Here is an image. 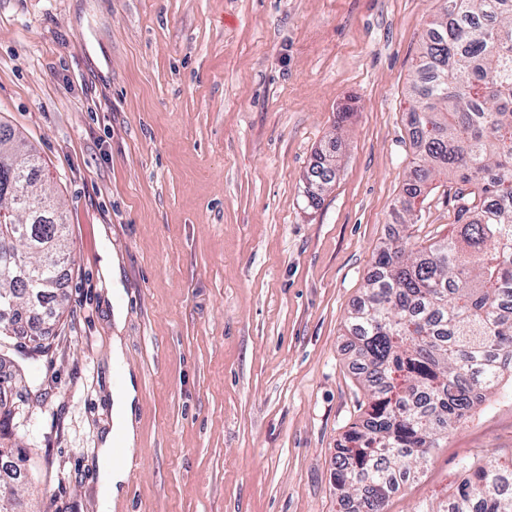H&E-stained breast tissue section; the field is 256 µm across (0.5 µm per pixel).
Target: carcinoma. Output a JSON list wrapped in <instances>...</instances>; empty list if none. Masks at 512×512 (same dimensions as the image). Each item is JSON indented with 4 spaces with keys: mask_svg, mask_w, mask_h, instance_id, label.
I'll list each match as a JSON object with an SVG mask.
<instances>
[{
    "mask_svg": "<svg viewBox=\"0 0 512 512\" xmlns=\"http://www.w3.org/2000/svg\"><path fill=\"white\" fill-rule=\"evenodd\" d=\"M412 87L411 126L419 152L401 211L411 214L420 185L450 176L463 187L457 230L421 247L404 243L377 253L376 273L351 318L361 380L369 402L363 419L336 446V486L343 502L385 512L403 481L418 473L448 431L475 404L512 378V0H439ZM335 172L318 157L306 197L317 203ZM39 157L0 125V242L16 224L27 237L0 248V303H25L29 272L51 283L37 298L56 299L71 256L67 227L55 213L34 216L12 203L48 197ZM18 326L0 323V356ZM13 411L0 399V467L13 446ZM454 490L419 512H512V467L491 457L468 461Z\"/></svg>",
    "mask_w": 512,
    "mask_h": 512,
    "instance_id": "carcinoma-1",
    "label": "carcinoma"
}]
</instances>
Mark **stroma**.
<instances>
[{
	"label": "stroma",
	"instance_id": "obj_1",
	"mask_svg": "<svg viewBox=\"0 0 512 512\" xmlns=\"http://www.w3.org/2000/svg\"><path fill=\"white\" fill-rule=\"evenodd\" d=\"M438 5L0 0V123L37 149L73 250L52 351L5 392L21 512H338L336 445L366 402L349 322L375 257L457 225L449 185L423 187L417 223L397 219ZM321 154L335 177L313 205ZM116 343L137 439L105 511L93 460ZM486 455L512 457L508 379L386 512L438 502Z\"/></svg>",
	"mask_w": 512,
	"mask_h": 512
}]
</instances>
